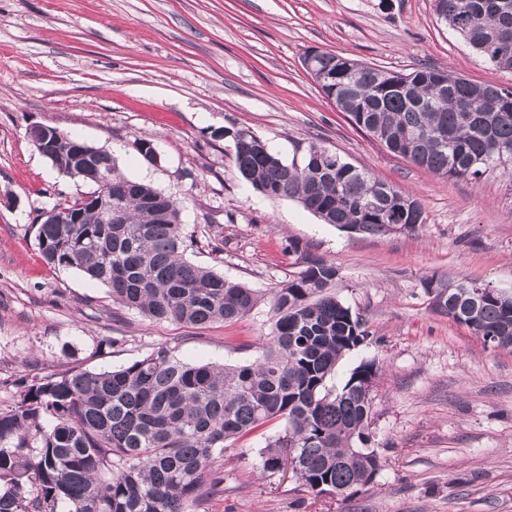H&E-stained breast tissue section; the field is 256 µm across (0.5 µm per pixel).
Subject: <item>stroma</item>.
<instances>
[{
  "mask_svg": "<svg viewBox=\"0 0 512 512\" xmlns=\"http://www.w3.org/2000/svg\"><path fill=\"white\" fill-rule=\"evenodd\" d=\"M311 48L512 87V70L466 47L432 0H0V408L19 377L111 369L161 347L191 364L253 361L268 298L295 270L293 241L336 264V295L370 332L327 385L376 362L385 467L348 499L312 494L263 472L260 449L281 429L271 422L218 457L224 490L197 512H512V349L434 312L423 288L436 274L512 291V168L451 180L390 153L322 93L302 64ZM36 125L109 151L124 176L176 198L200 233L189 260L252 288L258 305L234 322L152 321L116 310L80 271L47 266L37 216L93 187L36 150ZM240 128L287 164L312 143L336 150L415 195L424 227L363 237L261 195L234 169L226 133ZM143 140L157 163L138 154Z\"/></svg>",
  "mask_w": 512,
  "mask_h": 512,
  "instance_id": "35a3bbf8",
  "label": "stroma"
}]
</instances>
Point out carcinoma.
<instances>
[{
  "label": "carcinoma",
  "instance_id": "1",
  "mask_svg": "<svg viewBox=\"0 0 512 512\" xmlns=\"http://www.w3.org/2000/svg\"><path fill=\"white\" fill-rule=\"evenodd\" d=\"M435 13L490 64L512 70V0H433ZM311 77L351 122L386 149L432 174L477 180L512 161V87L477 84L446 70L394 71L333 52ZM239 176L260 194L290 198L327 224L368 236L415 232L422 203L348 162L308 146L287 165L245 129L232 137ZM40 153L95 186L90 200L57 205L34 225L52 267L75 268L108 285L112 301L143 316L185 326L237 321L255 292L186 258L196 245L179 204L118 172L105 150L42 130ZM89 153L86 162L72 163ZM112 208V223L101 215ZM298 270L271 297V333L244 365L184 363L164 348L112 370L25 377L0 410V512H194L203 489L223 490L215 468L226 444L277 420L262 467L291 457L308 490L347 499L375 483L385 461L371 446L375 363L363 362L339 389L327 387L338 362L369 332L331 292L336 264L295 242ZM440 314L494 346L512 348V294L476 295L479 284L423 282Z\"/></svg>",
  "mask_w": 512,
  "mask_h": 512
}]
</instances>
